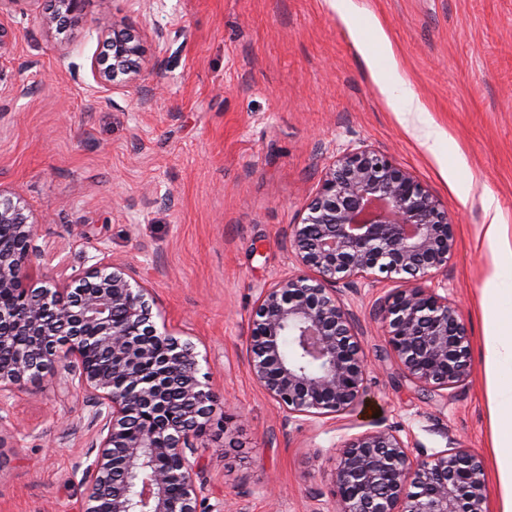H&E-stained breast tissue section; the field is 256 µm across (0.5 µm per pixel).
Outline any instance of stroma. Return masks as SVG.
Instances as JSON below:
<instances>
[{"label":"stroma","instance_id":"stroma-1","mask_svg":"<svg viewBox=\"0 0 512 512\" xmlns=\"http://www.w3.org/2000/svg\"><path fill=\"white\" fill-rule=\"evenodd\" d=\"M356 2L442 133L438 150L374 81L386 58L367 55L331 0H87L60 31L40 22L49 0L0 17L13 43L0 58V188L33 216L38 278L122 263L151 289L156 324L196 345L225 421L201 440V512H336L337 448L379 427L414 454L477 453L486 510L501 512L479 302L494 265L486 195L512 237V0ZM114 24L141 34L144 57L104 103L91 61ZM360 145L448 208L456 249L429 285L461 310L470 375L444 397L394 377L375 315L393 284L380 275L343 296L370 364L363 405L289 421L249 371L255 301L297 271L292 226L335 157ZM87 413L47 381L11 400L0 512H81Z\"/></svg>","mask_w":512,"mask_h":512}]
</instances>
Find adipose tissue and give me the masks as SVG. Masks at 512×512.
<instances>
[{
  "instance_id": "obj_1",
  "label": "adipose tissue",
  "mask_w": 512,
  "mask_h": 512,
  "mask_svg": "<svg viewBox=\"0 0 512 512\" xmlns=\"http://www.w3.org/2000/svg\"><path fill=\"white\" fill-rule=\"evenodd\" d=\"M336 8L352 21L360 42H373L388 58L387 71L374 72V79L398 102L402 112L423 119L426 109L399 76L390 43L379 23L372 18L362 19L355 0H337ZM485 237L496 261L481 293L484 365L494 383L490 408L496 428L494 463L502 492V512H512V243L505 240L498 224L488 225Z\"/></svg>"
}]
</instances>
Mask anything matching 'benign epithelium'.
<instances>
[{
  "label": "benign epithelium",
  "instance_id": "obj_1",
  "mask_svg": "<svg viewBox=\"0 0 512 512\" xmlns=\"http://www.w3.org/2000/svg\"><path fill=\"white\" fill-rule=\"evenodd\" d=\"M45 28L61 29L86 0H54ZM91 61L99 89L136 75L142 38L128 26L99 32ZM0 412L29 383L50 378L67 396H91L94 459L82 512H199V437L218 402L199 352L153 322L149 290L123 264L99 262L64 284L34 283V226L0 188ZM299 274L261 289L247 337L251 376L288 419L353 414L369 364L342 292L381 273L398 283L376 309L399 376L442 395L469 373L458 306L424 283L448 267L456 241L445 205L410 171L366 148L343 151L293 225ZM294 344L283 352L284 338ZM120 386H115V383ZM336 512H485L484 465L466 448L414 456L387 428L339 452Z\"/></svg>",
  "mask_w": 512,
  "mask_h": 512
}]
</instances>
